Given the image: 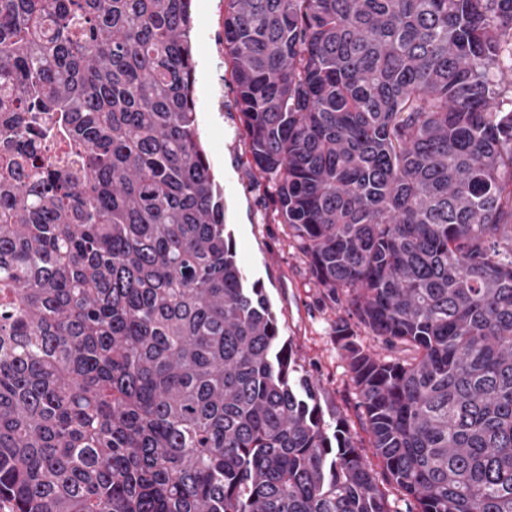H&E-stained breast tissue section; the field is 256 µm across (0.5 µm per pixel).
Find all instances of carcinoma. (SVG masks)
I'll use <instances>...</instances> for the list:
<instances>
[{
	"label": "carcinoma",
	"mask_w": 512,
	"mask_h": 512,
	"mask_svg": "<svg viewBox=\"0 0 512 512\" xmlns=\"http://www.w3.org/2000/svg\"><path fill=\"white\" fill-rule=\"evenodd\" d=\"M191 0H0V512H392L225 233ZM240 136L384 479L512 512V0H225Z\"/></svg>",
	"instance_id": "carcinoma-1"
}]
</instances>
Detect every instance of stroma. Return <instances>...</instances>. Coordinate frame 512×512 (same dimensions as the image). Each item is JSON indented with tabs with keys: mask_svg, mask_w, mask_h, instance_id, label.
Masks as SVG:
<instances>
[{
	"mask_svg": "<svg viewBox=\"0 0 512 512\" xmlns=\"http://www.w3.org/2000/svg\"><path fill=\"white\" fill-rule=\"evenodd\" d=\"M191 14L197 122L224 196V222L237 260L249 281L263 286L280 334L290 342L302 374L321 390L326 419L345 418L358 444L367 445L360 395L350 378L336 326L349 323L363 346L386 359L403 356V348L373 338L315 283L298 242L280 223L261 186L248 144L239 134L240 114L224 63V0H192Z\"/></svg>",
	"mask_w": 512,
	"mask_h": 512,
	"instance_id": "obj_1",
	"label": "stroma"
}]
</instances>
